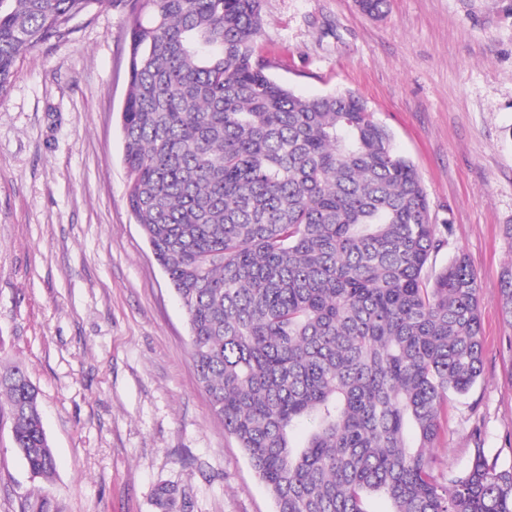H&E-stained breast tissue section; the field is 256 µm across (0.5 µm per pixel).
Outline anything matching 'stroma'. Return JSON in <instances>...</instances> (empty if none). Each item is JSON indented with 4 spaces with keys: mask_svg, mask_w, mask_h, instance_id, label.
<instances>
[{
    "mask_svg": "<svg viewBox=\"0 0 512 512\" xmlns=\"http://www.w3.org/2000/svg\"><path fill=\"white\" fill-rule=\"evenodd\" d=\"M258 51L306 96L351 90L416 166L439 272L464 255L478 276L483 372L449 394L433 472L461 470L481 428L512 465V330L500 277L512 259V0H263ZM127 9L21 56L0 97V367L38 387L58 474L33 479L0 423V512H275L198 382L186 314L126 200L119 115Z\"/></svg>",
    "mask_w": 512,
    "mask_h": 512,
    "instance_id": "1",
    "label": "stroma"
}]
</instances>
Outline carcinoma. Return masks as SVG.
Returning <instances> with one entry per match:
<instances>
[{
	"label": "carcinoma",
	"mask_w": 512,
	"mask_h": 512,
	"mask_svg": "<svg viewBox=\"0 0 512 512\" xmlns=\"http://www.w3.org/2000/svg\"><path fill=\"white\" fill-rule=\"evenodd\" d=\"M114 0H0V96L17 58ZM128 205L185 310L199 382L276 512H512V467L476 443L432 474L448 393L483 371L477 276L443 244L414 164L352 91L266 72L261 0H124ZM500 303L512 329V264ZM0 417L45 481L39 392L0 368ZM164 512H182L174 489Z\"/></svg>",
	"instance_id": "carcinoma-1"
}]
</instances>
